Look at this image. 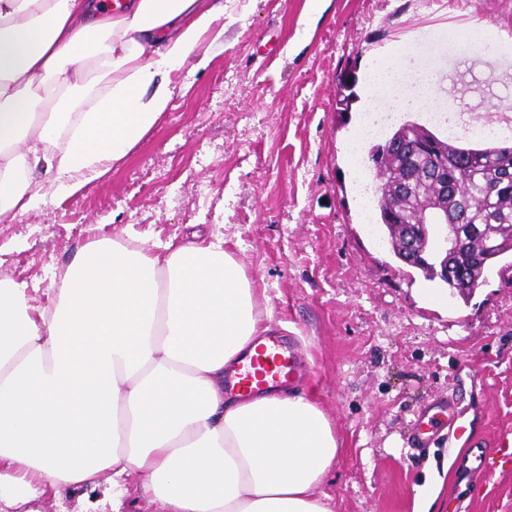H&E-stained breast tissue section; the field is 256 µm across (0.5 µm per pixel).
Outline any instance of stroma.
Here are the masks:
<instances>
[{
	"label": "stroma",
	"mask_w": 512,
	"mask_h": 512,
	"mask_svg": "<svg viewBox=\"0 0 512 512\" xmlns=\"http://www.w3.org/2000/svg\"><path fill=\"white\" fill-rule=\"evenodd\" d=\"M224 40L205 67L175 73L166 112L119 162L70 197L0 222V276L45 305L75 251L100 239L183 244L222 233L272 327L305 366L339 440L321 491L333 512H413L444 468L443 512H512V256L469 298L398 260L360 195L372 172L356 139L372 64L412 48L436 72L428 103L486 120L512 117V0H224ZM452 407L425 448L411 428L435 403ZM495 456L493 475L470 466ZM101 488L35 498L33 512H103Z\"/></svg>",
	"instance_id": "stroma-1"
}]
</instances>
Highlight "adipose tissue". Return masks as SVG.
<instances>
[{
	"mask_svg": "<svg viewBox=\"0 0 512 512\" xmlns=\"http://www.w3.org/2000/svg\"><path fill=\"white\" fill-rule=\"evenodd\" d=\"M222 0H0V220L44 193L19 166L44 167L70 196L120 161L166 112L172 75L204 38L221 41ZM101 61L92 104L58 111ZM221 239L146 249L101 239L78 250L52 302L32 313L25 285L0 278V506L29 512L42 490L112 481L165 512H332L321 486L339 441L309 398L224 392L252 340L271 330Z\"/></svg>",
	"mask_w": 512,
	"mask_h": 512,
	"instance_id": "ef3b65f1",
	"label": "adipose tissue"
}]
</instances>
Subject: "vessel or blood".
<instances>
[{"instance_id":"obj_1","label":"vessel or blood","mask_w":512,"mask_h":512,"mask_svg":"<svg viewBox=\"0 0 512 512\" xmlns=\"http://www.w3.org/2000/svg\"><path fill=\"white\" fill-rule=\"evenodd\" d=\"M254 353L249 368L241 373L239 385L245 393L267 384L292 385L302 373V364L295 347L277 336H261L254 340Z\"/></svg>"}]
</instances>
